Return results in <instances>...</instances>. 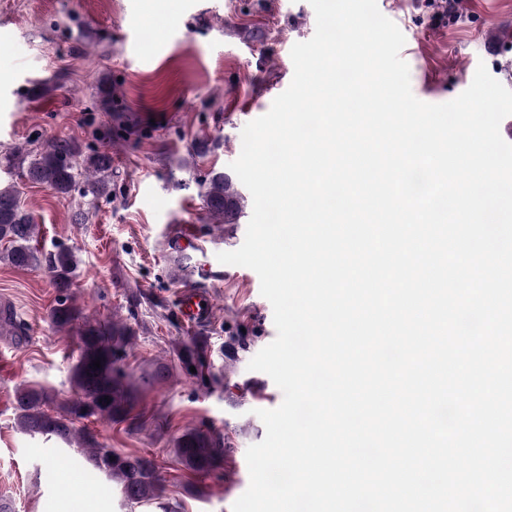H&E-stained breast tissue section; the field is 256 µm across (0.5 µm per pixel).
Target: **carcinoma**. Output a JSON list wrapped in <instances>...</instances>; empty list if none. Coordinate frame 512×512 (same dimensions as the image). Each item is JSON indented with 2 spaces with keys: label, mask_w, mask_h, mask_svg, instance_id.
Returning <instances> with one entry per match:
<instances>
[{
  "label": "carcinoma",
  "mask_w": 512,
  "mask_h": 512,
  "mask_svg": "<svg viewBox=\"0 0 512 512\" xmlns=\"http://www.w3.org/2000/svg\"><path fill=\"white\" fill-rule=\"evenodd\" d=\"M6 160L26 167L25 177L31 183L44 185L59 195L69 196L79 186L83 194L95 198L108 194L105 173L110 169L111 156L106 151L84 157L79 144L61 139L31 160L22 147L15 148ZM202 196L216 223H238L245 199L229 175L216 170L209 172L202 184ZM38 235L39 225L22 208L15 186H0V262L21 269L34 266L47 269L53 285L62 293L51 312V322L63 330L77 314L66 295L76 263L71 251L65 248L49 255L39 252L32 245ZM131 340L130 331L114 322L85 325L78 337L71 398L51 414L47 410L51 398L44 390H19L15 406L17 427L31 436L56 437L70 443L80 437L75 427L79 420L92 417L115 423L127 420L133 409V387L126 381L120 362ZM181 357L187 364L204 366V350L192 340L182 344ZM97 359L101 361L99 368L93 366ZM87 453L96 472L117 482L128 503L143 505L162 499L164 476L153 459L100 445L90 446ZM175 455L177 462L190 473L207 475L224 462V444L191 428L177 439Z\"/></svg>",
  "instance_id": "cac0c4a2"
}]
</instances>
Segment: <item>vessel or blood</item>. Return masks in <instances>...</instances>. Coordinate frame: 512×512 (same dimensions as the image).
I'll return each instance as SVG.
<instances>
[{
	"label": "vessel or blood",
	"mask_w": 512,
	"mask_h": 512,
	"mask_svg": "<svg viewBox=\"0 0 512 512\" xmlns=\"http://www.w3.org/2000/svg\"><path fill=\"white\" fill-rule=\"evenodd\" d=\"M221 242L201 236L196 225L176 226L167 242L166 258L169 273L182 288L179 314L187 328L205 322L213 300L208 287L224 280V266L217 259Z\"/></svg>",
	"instance_id": "b4317fda"
}]
</instances>
